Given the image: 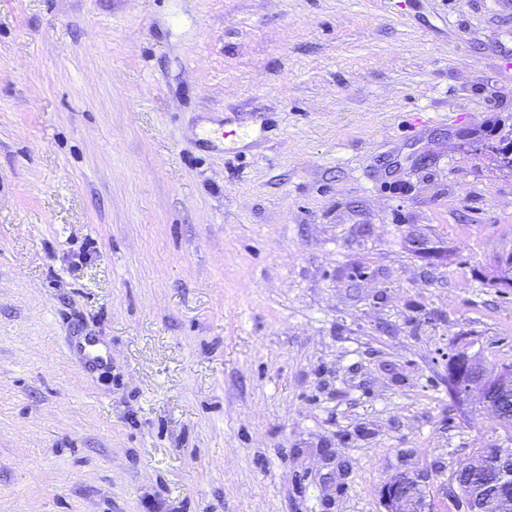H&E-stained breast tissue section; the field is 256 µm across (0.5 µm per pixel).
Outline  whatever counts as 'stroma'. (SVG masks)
I'll use <instances>...</instances> for the list:
<instances>
[{"label":"stroma","instance_id":"obj_1","mask_svg":"<svg viewBox=\"0 0 512 512\" xmlns=\"http://www.w3.org/2000/svg\"><path fill=\"white\" fill-rule=\"evenodd\" d=\"M507 56L494 0H0V512H463ZM424 483L423 476L405 472L393 477L380 491L385 512H430Z\"/></svg>","mask_w":512,"mask_h":512}]
</instances>
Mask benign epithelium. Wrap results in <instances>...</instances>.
<instances>
[{
  "mask_svg": "<svg viewBox=\"0 0 512 512\" xmlns=\"http://www.w3.org/2000/svg\"><path fill=\"white\" fill-rule=\"evenodd\" d=\"M458 396L462 403L470 406L478 404L493 417H499L502 400L512 395V365L506 363L491 372L484 367L478 355L464 350L448 354ZM495 463L501 468L502 479L499 485L481 493H470L464 501V512H487V506L499 508V512H512V448L496 449ZM381 499L385 512H430L424 485V477L411 476L402 472L381 489Z\"/></svg>",
  "mask_w": 512,
  "mask_h": 512,
  "instance_id": "1",
  "label": "benign epithelium"
}]
</instances>
